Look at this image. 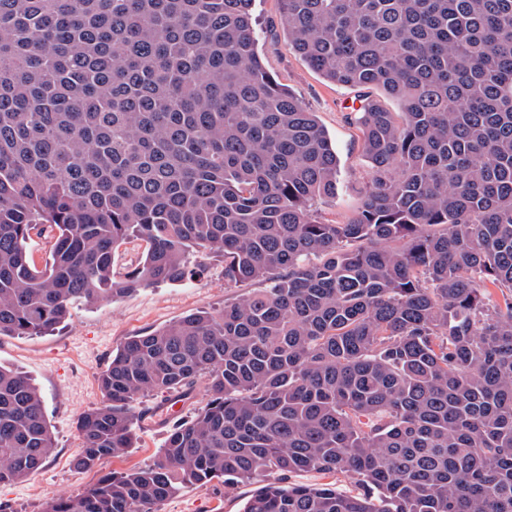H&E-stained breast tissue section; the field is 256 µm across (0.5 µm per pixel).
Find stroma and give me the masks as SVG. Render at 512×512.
<instances>
[{"label":"stroma","instance_id":"35a3bbf8","mask_svg":"<svg viewBox=\"0 0 512 512\" xmlns=\"http://www.w3.org/2000/svg\"><path fill=\"white\" fill-rule=\"evenodd\" d=\"M254 9L261 21L256 30L258 52L266 69L317 114L336 146L338 188L335 197L316 203L317 213L323 220L345 223L358 210L370 177L354 121L358 93L326 80L289 47L277 29V0H256ZM194 266V275L184 281L141 288L90 307H74L70 317L48 335L0 336V364L31 378L42 395L45 419L55 441L42 468L23 481L0 485V502L11 512H45L52 498L82 494L105 473L152 463L176 418H190L205 404L201 381L177 404L167 393L141 396L133 404L143 419L135 427L132 453L104 459L88 471L73 465L81 448L78 418L100 402L98 376L128 337L161 328L198 309L222 307L250 290L246 284L225 283L221 258L201 256ZM265 483L260 477L229 486L218 482L188 486L164 501L160 512H242Z\"/></svg>","mask_w":512,"mask_h":512}]
</instances>
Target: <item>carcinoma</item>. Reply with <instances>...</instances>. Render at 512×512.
Here are the masks:
<instances>
[{"label": "carcinoma", "mask_w": 512, "mask_h": 512, "mask_svg": "<svg viewBox=\"0 0 512 512\" xmlns=\"http://www.w3.org/2000/svg\"><path fill=\"white\" fill-rule=\"evenodd\" d=\"M278 3L290 48L365 90L371 179L344 224L314 212L336 150L264 68L254 0H0V336L179 282L200 252L266 284L112 354L81 469L135 447L138 396L203 379L208 399L152 464L45 512H158L269 471L243 512H512V0ZM53 449L39 390L0 365V484ZM310 470L361 492L286 478ZM145 244L134 242L122 244L115 255V270L117 273H125L136 267L141 261Z\"/></svg>", "instance_id": "carcinoma-1"}]
</instances>
